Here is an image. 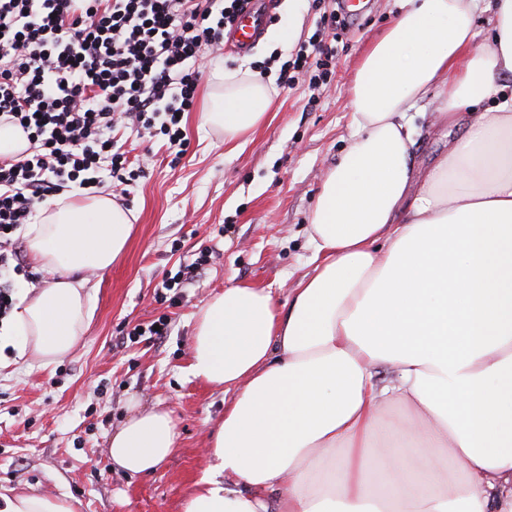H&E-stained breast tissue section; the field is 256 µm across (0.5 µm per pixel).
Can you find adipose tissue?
<instances>
[{
  "mask_svg": "<svg viewBox=\"0 0 512 512\" xmlns=\"http://www.w3.org/2000/svg\"><path fill=\"white\" fill-rule=\"evenodd\" d=\"M492 4L479 48L476 0H402L355 75V130L310 217L312 273L287 309L234 284L198 313L188 371L232 398L183 512H512V0ZM428 97L466 132L422 173L408 112ZM271 99L260 75H228L202 119L232 140ZM133 219L97 195L30 225L27 251L55 278L5 330L19 353L50 364L81 343L90 294L73 274L110 268ZM129 409L109 455L145 475L177 426ZM480 3L481 8L475 14L474 42L478 47H486L493 40L494 17L492 10H485L488 1H483Z\"/></svg>",
  "mask_w": 512,
  "mask_h": 512,
  "instance_id": "obj_1",
  "label": "adipose tissue"
}]
</instances>
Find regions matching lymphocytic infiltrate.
<instances>
[{"instance_id": "obj_1", "label": "lymphocytic infiltrate", "mask_w": 512, "mask_h": 512, "mask_svg": "<svg viewBox=\"0 0 512 512\" xmlns=\"http://www.w3.org/2000/svg\"><path fill=\"white\" fill-rule=\"evenodd\" d=\"M248 0H0V125L22 129L28 147L0 158V268L22 271L13 233L48 193L99 188L101 169L125 182L116 131L167 136L183 145L203 47L217 46ZM340 15L320 16L278 80L328 84Z\"/></svg>"}]
</instances>
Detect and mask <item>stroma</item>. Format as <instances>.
I'll return each mask as SVG.
<instances>
[{"label":"stroma","instance_id":"stroma-1","mask_svg":"<svg viewBox=\"0 0 512 512\" xmlns=\"http://www.w3.org/2000/svg\"><path fill=\"white\" fill-rule=\"evenodd\" d=\"M267 34L248 53H207L198 86L205 96L217 73L255 72L270 56L288 57L313 34L336 0H274ZM338 43L328 86L307 81L277 86L278 64L266 80L275 96L265 124L238 148L202 122L201 106L185 113L188 142L177 154L163 136L145 141L119 131L130 156L151 147L144 176L125 187L104 178L101 193L121 197L138 214L123 255L105 271L86 269L92 319L71 353L42 366L0 343V490L17 489L71 501L76 512H180L182 499L206 471V440L224 415L221 390L188 372L197 311L224 287L271 289L287 306L290 288L313 270L310 214L322 174L345 151L352 130L351 86L367 45L400 10L399 0H372ZM415 117L413 153L429 167L448 151L432 105ZM188 270L174 300L161 299L164 273ZM166 317L163 339H127L135 325ZM171 410L175 452L154 473L113 469L109 439L129 415L128 400Z\"/></svg>","mask_w":512,"mask_h":512}]
</instances>
